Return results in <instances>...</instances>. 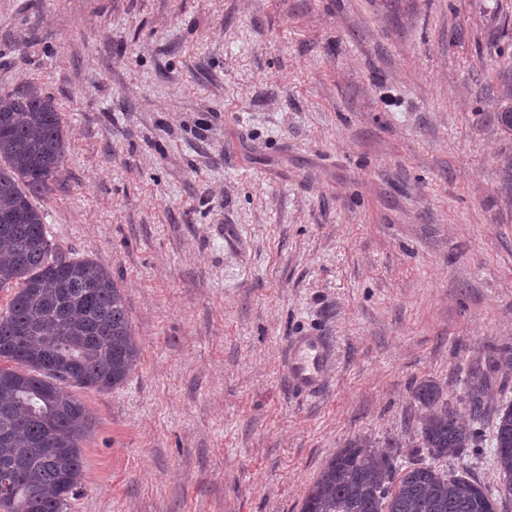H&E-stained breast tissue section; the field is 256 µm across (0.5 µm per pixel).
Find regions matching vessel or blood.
Returning <instances> with one entry per match:
<instances>
[{
  "mask_svg": "<svg viewBox=\"0 0 512 512\" xmlns=\"http://www.w3.org/2000/svg\"><path fill=\"white\" fill-rule=\"evenodd\" d=\"M288 374L292 386L313 394L324 385L328 346L320 336H294L288 341Z\"/></svg>",
  "mask_w": 512,
  "mask_h": 512,
  "instance_id": "obj_1",
  "label": "vessel or blood"
}]
</instances>
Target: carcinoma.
<instances>
[{
    "label": "carcinoma",
    "mask_w": 512,
    "mask_h": 512,
    "mask_svg": "<svg viewBox=\"0 0 512 512\" xmlns=\"http://www.w3.org/2000/svg\"><path fill=\"white\" fill-rule=\"evenodd\" d=\"M69 141L55 99L0 92V288L15 292L0 312V512H67L82 488L81 442L93 414L63 385L106 391L140 359L124 289L93 258H75L48 238L33 204L60 181ZM417 443L427 458L406 467L360 437L339 449L309 488L301 512H498L480 482L448 472V454L480 450L483 391L465 392L463 421L438 383L414 390ZM494 456L512 493V405L495 414Z\"/></svg>",
    "instance_id": "cac0c4a2"
}]
</instances>
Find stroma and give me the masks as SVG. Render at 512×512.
<instances>
[{
	"label": "stroma",
	"mask_w": 512,
	"mask_h": 512,
	"mask_svg": "<svg viewBox=\"0 0 512 512\" xmlns=\"http://www.w3.org/2000/svg\"><path fill=\"white\" fill-rule=\"evenodd\" d=\"M32 89L69 139L49 238L110 266L141 348L72 390L96 425L68 512H300L355 438L419 459L424 380L465 419L482 382L447 469L500 490L512 0H0V91ZM288 374L302 393L318 392L325 383L328 346L322 336H293L288 341Z\"/></svg>",
	"instance_id": "obj_1"
}]
</instances>
